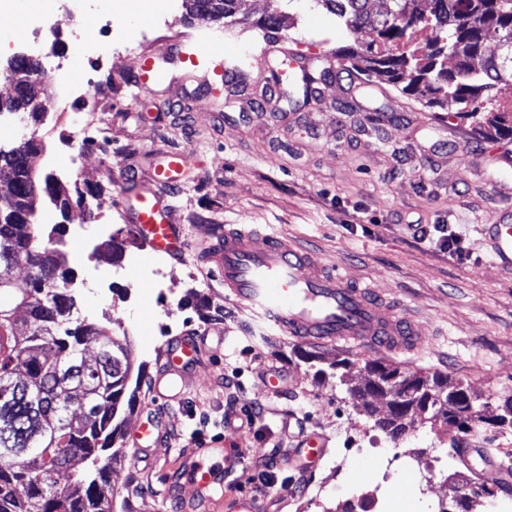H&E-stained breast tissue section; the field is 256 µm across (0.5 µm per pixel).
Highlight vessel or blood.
Masks as SVG:
<instances>
[{
    "label": "vessel or blood",
    "mask_w": 512,
    "mask_h": 512,
    "mask_svg": "<svg viewBox=\"0 0 512 512\" xmlns=\"http://www.w3.org/2000/svg\"><path fill=\"white\" fill-rule=\"evenodd\" d=\"M173 51L183 67L201 72L204 79L228 86L234 72L225 70V46L220 39L177 41ZM169 73L156 55H141L137 73L140 89L149 91L166 82ZM188 151L170 152L156 164L148 178L133 179L124 195V215L132 236L152 255L183 257L188 249L177 209L169 191L179 187L192 165ZM500 189V219L486 228L499 266L512 268V186L504 179L493 182ZM255 229L246 224L213 228L202 250L224 285V296L253 316L275 326L302 343L324 346L352 345L362 351L409 350L420 331L404 312H397L369 284L352 281L343 268H327L307 252L265 237L255 246ZM208 332L197 330L166 342L151 380L155 402L130 437L135 460L150 463L155 448L164 445L165 427L161 406L183 399L195 382L203 361ZM222 442L197 445L183 459V468L196 491L222 484L223 476L210 464L221 452ZM325 453V440L316 432L301 436L288 451L294 470L310 473Z\"/></svg>",
    "instance_id": "obj_1"
}]
</instances>
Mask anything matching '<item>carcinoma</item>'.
Returning <instances> with one entry per match:
<instances>
[{
	"mask_svg": "<svg viewBox=\"0 0 512 512\" xmlns=\"http://www.w3.org/2000/svg\"><path fill=\"white\" fill-rule=\"evenodd\" d=\"M225 18L245 10L246 0H187ZM348 30L370 27L377 51L367 57L346 46L336 56L351 75L376 74L429 107L477 118L497 104L494 90L512 82V0H314ZM6 106L37 117L33 96L21 92ZM42 146L27 141L0 149V175L12 180L11 198L0 202V512H109V475L121 453L124 401L133 370L127 336L73 317L65 293V254L50 247L53 233L39 230L42 246L29 247L22 215L47 199L71 204L66 186L52 175L31 179ZM26 265L23 281L13 270ZM23 307L26 319L15 317ZM363 400L385 392L391 417L379 426L395 439L409 413L458 432H471L466 411L476 400L459 383L411 374L381 363L365 364ZM112 450L91 456L89 449ZM88 462L80 472L75 459Z\"/></svg>",
	"mask_w": 512,
	"mask_h": 512,
	"instance_id": "1",
	"label": "carcinoma"
}]
</instances>
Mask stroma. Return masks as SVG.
Listing matches in <instances>:
<instances>
[{"instance_id":"1","label":"stroma","mask_w":512,"mask_h":512,"mask_svg":"<svg viewBox=\"0 0 512 512\" xmlns=\"http://www.w3.org/2000/svg\"><path fill=\"white\" fill-rule=\"evenodd\" d=\"M137 8L136 0H124L93 58L70 27L32 36L30 11L8 8L9 21L0 24V72L23 52L40 55L48 74L45 98L53 106L35 125L44 146L40 171L69 191L85 192L84 209L67 218L49 201L38 205L44 226L59 229L75 306L86 321L126 332L131 365L144 370L124 431L136 428L152 400L151 377L171 334L224 329L223 345L212 347L193 390L167 407L171 443L156 449L152 469L133 467L126 457L113 465V512H227L244 492L273 501L279 512H335L367 493L389 495L387 512H434L440 502L455 512L469 483L495 490L472 512H512V495L499 492L493 474L478 475L450 457L447 426L410 415L404 434L391 439L377 426L390 415L385 400L367 406L349 393L368 362L448 376L482 405L469 434L472 447L512 448V428L492 423L512 397V271L495 263L482 232L500 207L491 176L512 180V166L496 158L501 147L512 156V140L496 135L489 113L460 118L383 78L340 73L337 47L366 48L375 34L349 32L313 0H253L247 16L222 23L189 18L184 0H159L153 14L127 22L126 11ZM273 9L283 26L268 38L257 22ZM185 35L221 37L265 64L246 69L235 87L216 97L207 94L202 76L181 74L170 62L175 82L139 92L138 57L117 52L118 41L150 39L158 52ZM63 55L72 65L60 71ZM287 56L299 59L301 71L287 93H272L271 72ZM92 80L100 96L66 116L64 103ZM377 113L385 123L374 121ZM166 149L195 157L175 197L192 251L169 259L164 287L142 288L130 263L132 240L114 254L101 240H82V227L89 216L123 223L121 183L146 176ZM210 224H250L294 241L325 265L343 266L416 318L420 345L380 355L318 346L314 361L301 359L303 344L226 300L197 259ZM423 224L451 225L464 239V257L421 241ZM170 307L171 321L165 316ZM342 358L352 365L339 378L327 367ZM272 369L288 376L278 395L266 388ZM252 405L264 408L252 429L225 427V411ZM312 431L324 437L327 451L306 480L284 458L292 436ZM198 436L221 437L245 457L244 467L225 472L223 486L202 501L192 487L171 489L180 458ZM270 462L275 468L266 487L258 474Z\"/></svg>"}]
</instances>
